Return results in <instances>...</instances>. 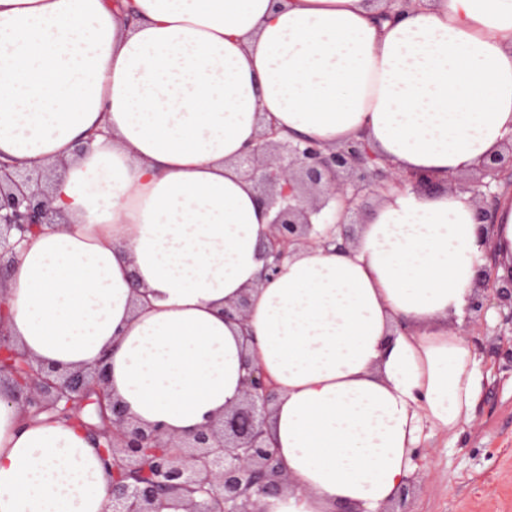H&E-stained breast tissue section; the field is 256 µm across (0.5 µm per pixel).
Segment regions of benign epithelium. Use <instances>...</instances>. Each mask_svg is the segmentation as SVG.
I'll return each instance as SVG.
<instances>
[{
  "label": "benign epithelium",
  "mask_w": 512,
  "mask_h": 512,
  "mask_svg": "<svg viewBox=\"0 0 512 512\" xmlns=\"http://www.w3.org/2000/svg\"><path fill=\"white\" fill-rule=\"evenodd\" d=\"M236 166L253 182L257 200L274 212L263 243L265 280L277 277L283 260L300 246L345 248L354 240L351 214L366 217L371 211L369 197L407 183L420 190L440 187L427 174L395 169L364 139L324 148L302 138H281L272 126L238 158ZM55 176V169L0 162V285L27 235L61 219L51 206ZM509 178L512 134L502 150L483 161L460 187L475 201L479 224L492 221L493 211L485 202L491 185ZM331 202L343 206L348 221L332 225L323 234L313 232L311 216ZM478 283L470 306L475 312L473 326H482L491 307L512 325V278L501 281L483 265L478 269ZM6 355L24 370V375L17 376L0 364L9 402L34 416L50 412L58 419H78L93 440L108 448L104 458L112 471L111 512H155L156 503L169 496L188 497L190 512H274L271 499L281 497L287 484L266 432L276 387L249 361H244L247 373L240 404L189 435L167 438L158 427L136 424L122 402L110 399L105 391V366L58 375L55 368L16 352L10 336L0 329V361ZM88 405L95 406L99 422L84 420Z\"/></svg>",
  "instance_id": "7a95c632"
}]
</instances>
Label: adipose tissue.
<instances>
[{
  "label": "adipose tissue",
  "instance_id": "ef3b65f1",
  "mask_svg": "<svg viewBox=\"0 0 512 512\" xmlns=\"http://www.w3.org/2000/svg\"><path fill=\"white\" fill-rule=\"evenodd\" d=\"M0 0V160L61 163L64 221L29 236L0 328L58 371L185 435L278 386L275 512H381L425 431L458 435L482 359L456 327L493 254L512 276V189L481 241L469 195H382L348 250L306 246L260 280L270 216L235 161L275 126L365 137L406 173L473 171L512 134V0ZM248 295L246 325L224 309ZM77 427L0 398V512H108Z\"/></svg>",
  "mask_w": 512,
  "mask_h": 512
}]
</instances>
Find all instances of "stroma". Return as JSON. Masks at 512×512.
Returning a JSON list of instances; mask_svg holds the SVG:
<instances>
[{
    "mask_svg": "<svg viewBox=\"0 0 512 512\" xmlns=\"http://www.w3.org/2000/svg\"><path fill=\"white\" fill-rule=\"evenodd\" d=\"M498 316L472 335L483 357L480 396L458 436L431 432L423 444L408 512H512V344L497 337Z\"/></svg>",
    "mask_w": 512,
    "mask_h": 512,
    "instance_id": "stroma-1",
    "label": "stroma"
}]
</instances>
